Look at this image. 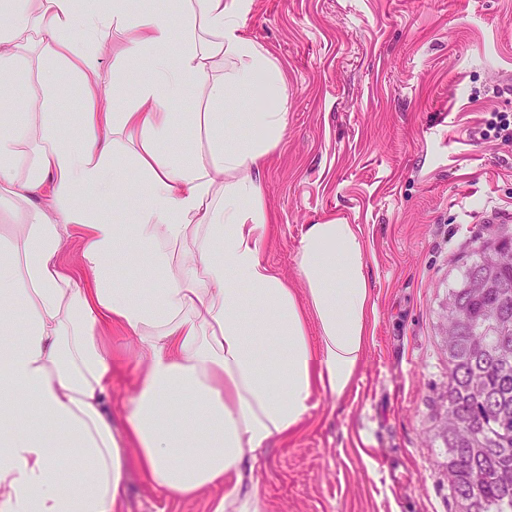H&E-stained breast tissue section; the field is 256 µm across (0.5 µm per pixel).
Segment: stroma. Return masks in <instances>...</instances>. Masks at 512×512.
<instances>
[{
    "instance_id": "stroma-1",
    "label": "stroma",
    "mask_w": 512,
    "mask_h": 512,
    "mask_svg": "<svg viewBox=\"0 0 512 512\" xmlns=\"http://www.w3.org/2000/svg\"><path fill=\"white\" fill-rule=\"evenodd\" d=\"M243 35L282 71L288 128L265 166L272 217L266 259L303 290L306 225L358 229L375 312L362 367L343 400L313 397L301 430L255 467L266 512H460L434 439L448 357L442 303L487 241L512 236V141L483 138L492 112L512 116V0H252ZM101 69L118 106L149 72L116 51ZM56 111L74 142L83 99L57 74ZM168 147H205L186 115ZM123 512H213L152 489L129 467Z\"/></svg>"
}]
</instances>
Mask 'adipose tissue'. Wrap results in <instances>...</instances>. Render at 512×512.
<instances>
[{"instance_id":"1","label":"adipose tissue","mask_w":512,"mask_h":512,"mask_svg":"<svg viewBox=\"0 0 512 512\" xmlns=\"http://www.w3.org/2000/svg\"><path fill=\"white\" fill-rule=\"evenodd\" d=\"M248 9L249 0H177L132 17L125 0L94 10L0 0V81L38 85L32 121L0 113V198L23 209L0 235V512H123L132 465L166 495L222 489L213 512H264L260 456L301 429L316 392L343 399L360 370L374 304L354 225L307 226L305 298L265 259V162L287 114L240 109V92L285 91L279 67L240 31ZM117 36L126 60L150 58L153 71L123 112L98 64ZM78 37L89 51L74 50ZM60 69L84 99L76 145L57 128ZM198 91L213 106L190 115L206 149L172 155L170 104ZM130 167L147 202L126 185ZM101 198L130 209L131 223L102 220ZM71 226L84 233L76 277L56 261ZM129 244L159 283H116ZM116 329L135 347L120 431L106 407Z\"/></svg>"}]
</instances>
